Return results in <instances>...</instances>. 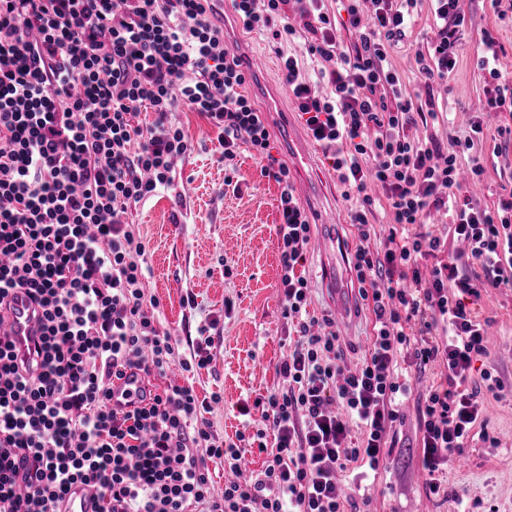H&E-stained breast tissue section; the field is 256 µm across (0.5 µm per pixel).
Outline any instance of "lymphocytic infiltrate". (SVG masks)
Here are the masks:
<instances>
[{"instance_id": "lymphocytic-infiltrate-1", "label": "lymphocytic infiltrate", "mask_w": 512, "mask_h": 512, "mask_svg": "<svg viewBox=\"0 0 512 512\" xmlns=\"http://www.w3.org/2000/svg\"><path fill=\"white\" fill-rule=\"evenodd\" d=\"M325 2L231 7L246 31L303 41L304 54L280 52L282 79L352 203L358 242L349 265L374 316L351 370L332 319L308 311L309 216L210 0H0V303L26 291L42 331L31 361L0 336V512H55L76 480L99 492V512H346L339 474L352 464L361 477L378 473L409 391L398 373L407 359L421 370L441 366L419 425L425 486L447 496V465L473 440L487 397L504 390L491 372L474 380L470 371L488 354L483 290L512 288V198L489 210L458 196L461 170L484 175L481 163H461L480 121L471 137L444 144L415 133L424 111L387 62L414 24L415 0H349L341 25ZM431 2L437 26L420 67L429 79L454 69L464 25L457 0ZM298 16L304 28L294 26ZM484 44L493 86L483 108L512 111V77L497 66L494 39ZM310 58L335 65L314 81ZM144 107L155 114L145 127L135 121ZM181 107L216 129L225 162L249 145L280 189L279 288L297 340L277 367L281 388L255 401L276 434L274 447L259 444L265 459L255 475L241 469L244 448L214 433L211 405L192 387L169 383L129 408L112 406L110 386L126 370L147 379L211 360L200 342L180 357L145 310L146 246L125 220L172 186L175 160L192 150L170 120ZM380 200L391 224L382 252L369 221ZM433 208L450 212L448 231L427 223ZM452 238L481 276L442 259ZM212 462L234 475L219 496L210 491Z\"/></svg>"}]
</instances>
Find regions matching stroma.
<instances>
[{"label":"stroma","instance_id":"obj_1","mask_svg":"<svg viewBox=\"0 0 512 512\" xmlns=\"http://www.w3.org/2000/svg\"><path fill=\"white\" fill-rule=\"evenodd\" d=\"M457 11L464 26L456 65L448 76L426 79L415 62L431 36L428 0H418L412 31L388 56L403 93L436 114L418 127V135L442 143L469 134V120L491 86L479 66L485 36L496 42L501 71L512 72V5L507 0H458ZM227 42L237 54L265 62L260 75L250 77L247 93L267 115L274 154L286 164L311 224L337 225L345 247L354 248L358 237L350 220L351 204L288 100L275 45L236 24ZM173 119L194 148L179 162L173 188L133 210L130 220L148 247L147 292L159 300L160 321L177 340L180 354H187L197 341L200 326L211 327V363L182 373L179 380L191 384L201 398L220 393L209 419L220 437L232 441L237 433L251 436L264 428L260 411L246 420L239 406L280 387L276 367L288 353L289 327L278 288L279 188L261 176L257 159L246 147L235 160L234 172H227L216 135L199 113L182 108ZM506 128L512 129V114L490 115L473 148L485 172L463 193L475 206L491 209L499 199L512 196V142L502 134ZM189 295L194 298L190 305L185 302ZM480 306L497 335L488 356L474 368L492 372L507 389L501 398L486 400L485 425L496 447L472 441L448 468L447 498L430 496L421 477L417 406L441 367L432 363L423 370L410 368L412 395L400 409L386 469L364 492L353 493L355 504H367L369 512H455L460 496L476 502L475 512H512V290L489 289ZM337 329L345 341L344 361L354 364L367 349L372 316L358 307L355 319Z\"/></svg>","mask_w":512,"mask_h":512}]
</instances>
